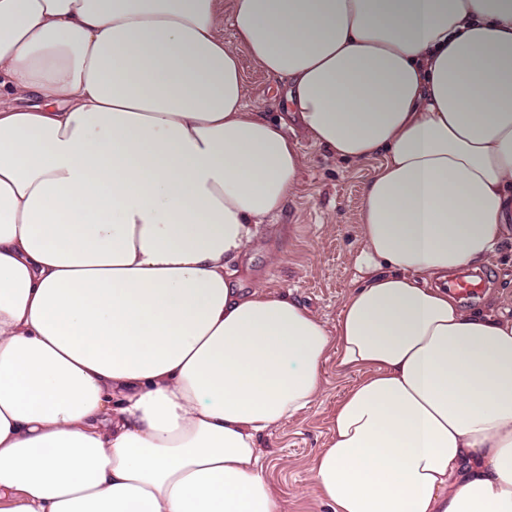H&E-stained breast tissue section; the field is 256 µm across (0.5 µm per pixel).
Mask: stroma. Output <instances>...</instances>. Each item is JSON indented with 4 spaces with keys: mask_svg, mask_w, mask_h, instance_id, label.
I'll use <instances>...</instances> for the list:
<instances>
[{
    "mask_svg": "<svg viewBox=\"0 0 512 512\" xmlns=\"http://www.w3.org/2000/svg\"><path fill=\"white\" fill-rule=\"evenodd\" d=\"M241 66L248 104L279 119L285 110L283 82L264 74L249 57H242ZM300 153L298 190L276 222L266 225L246 249L239 279L246 288L287 294L332 326L358 275L362 196L379 161H342L305 138ZM482 269L487 273L485 293L466 303V310L483 309L492 297L500 309L512 311V235ZM355 378V372L326 362L321 396L262 436L268 476L288 512H331L316 493L311 460L329 440L336 402Z\"/></svg>",
    "mask_w": 512,
    "mask_h": 512,
    "instance_id": "stroma-1",
    "label": "stroma"
}]
</instances>
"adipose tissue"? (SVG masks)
Returning a JSON list of instances; mask_svg holds the SVG:
<instances>
[{
    "label": "adipose tissue",
    "instance_id": "1",
    "mask_svg": "<svg viewBox=\"0 0 512 512\" xmlns=\"http://www.w3.org/2000/svg\"><path fill=\"white\" fill-rule=\"evenodd\" d=\"M244 55L382 159L332 328L237 285L301 166ZM511 223L512 0H0V512H287L331 359L333 512H512V319L445 285ZM357 376L354 371L340 370L335 360H329L323 367L321 396L277 430L261 437L268 476L286 500L288 512L332 511L316 493L311 460L331 436L336 401Z\"/></svg>",
    "mask_w": 512,
    "mask_h": 512
}]
</instances>
